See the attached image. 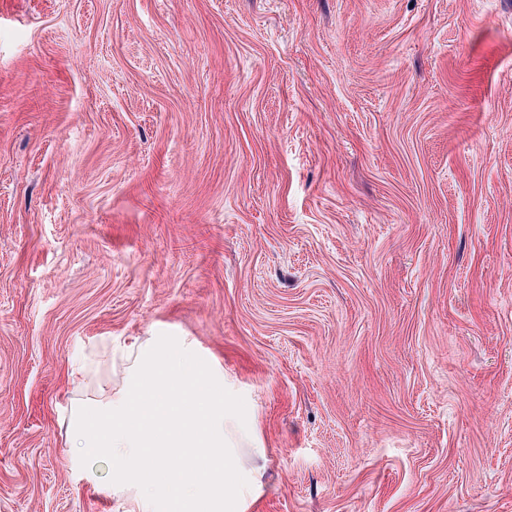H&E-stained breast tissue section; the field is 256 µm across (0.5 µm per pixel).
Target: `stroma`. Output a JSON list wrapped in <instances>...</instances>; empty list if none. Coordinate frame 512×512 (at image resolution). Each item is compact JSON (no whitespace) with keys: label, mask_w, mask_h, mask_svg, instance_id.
I'll list each match as a JSON object with an SVG mask.
<instances>
[{"label":"stroma","mask_w":512,"mask_h":512,"mask_svg":"<svg viewBox=\"0 0 512 512\" xmlns=\"http://www.w3.org/2000/svg\"><path fill=\"white\" fill-rule=\"evenodd\" d=\"M194 337L248 512H512V0H0V512L93 345Z\"/></svg>","instance_id":"1"}]
</instances>
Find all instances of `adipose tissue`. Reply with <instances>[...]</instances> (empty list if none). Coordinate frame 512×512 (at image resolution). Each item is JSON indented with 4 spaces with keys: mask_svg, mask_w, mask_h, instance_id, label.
<instances>
[{
    "mask_svg": "<svg viewBox=\"0 0 512 512\" xmlns=\"http://www.w3.org/2000/svg\"><path fill=\"white\" fill-rule=\"evenodd\" d=\"M242 414L190 337L155 333L130 350L115 387L73 403L69 431L78 464L110 459L101 489L125 512H248L262 452Z\"/></svg>",
    "mask_w": 512,
    "mask_h": 512,
    "instance_id": "1",
    "label": "adipose tissue"
}]
</instances>
